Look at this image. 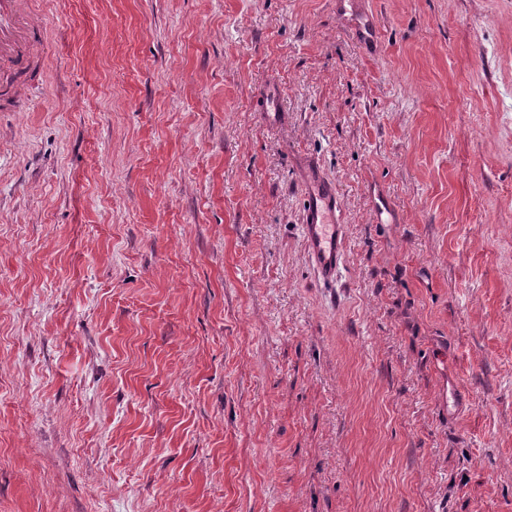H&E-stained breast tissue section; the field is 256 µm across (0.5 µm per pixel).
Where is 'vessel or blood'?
<instances>
[{"label": "vessel or blood", "mask_w": 512, "mask_h": 512, "mask_svg": "<svg viewBox=\"0 0 512 512\" xmlns=\"http://www.w3.org/2000/svg\"><path fill=\"white\" fill-rule=\"evenodd\" d=\"M45 52L30 0H0V82L26 72ZM304 235L319 275L334 277L343 263L344 226L336 188L321 177L305 189Z\"/></svg>", "instance_id": "1"}]
</instances>
